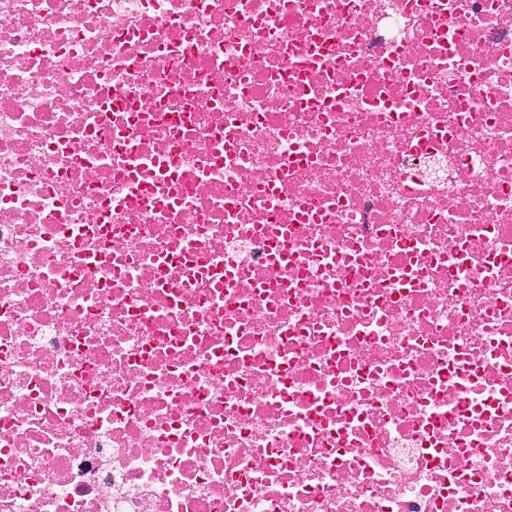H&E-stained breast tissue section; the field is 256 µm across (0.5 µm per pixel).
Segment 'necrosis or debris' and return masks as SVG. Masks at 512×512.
<instances>
[{"label": "necrosis or debris", "instance_id": "1", "mask_svg": "<svg viewBox=\"0 0 512 512\" xmlns=\"http://www.w3.org/2000/svg\"><path fill=\"white\" fill-rule=\"evenodd\" d=\"M0 512H512V0H0Z\"/></svg>", "mask_w": 512, "mask_h": 512}]
</instances>
